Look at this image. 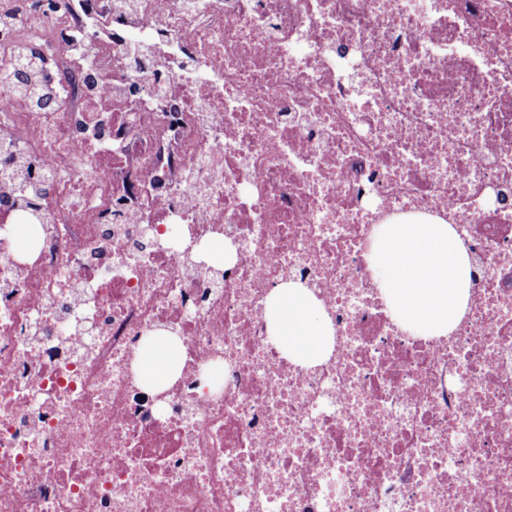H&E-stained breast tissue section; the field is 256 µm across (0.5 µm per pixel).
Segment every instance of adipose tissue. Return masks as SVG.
<instances>
[{"instance_id":"obj_1","label":"adipose tissue","mask_w":512,"mask_h":512,"mask_svg":"<svg viewBox=\"0 0 512 512\" xmlns=\"http://www.w3.org/2000/svg\"><path fill=\"white\" fill-rule=\"evenodd\" d=\"M373 252L381 288L406 329L447 334L467 303L469 264L447 224H387ZM271 334L290 359L310 364L327 354L332 337L317 303L303 289L277 290L269 304Z\"/></svg>"}]
</instances>
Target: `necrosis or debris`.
Listing matches in <instances>:
<instances>
[{
	"instance_id": "1",
	"label": "necrosis or debris",
	"mask_w": 512,
	"mask_h": 512,
	"mask_svg": "<svg viewBox=\"0 0 512 512\" xmlns=\"http://www.w3.org/2000/svg\"><path fill=\"white\" fill-rule=\"evenodd\" d=\"M23 60L0 512H512V0H0ZM402 220L468 256L448 335L379 288ZM289 283L332 325L313 364L269 331ZM175 357V348L166 339L159 338L154 347L142 355V371L146 378L162 379L171 370Z\"/></svg>"
}]
</instances>
